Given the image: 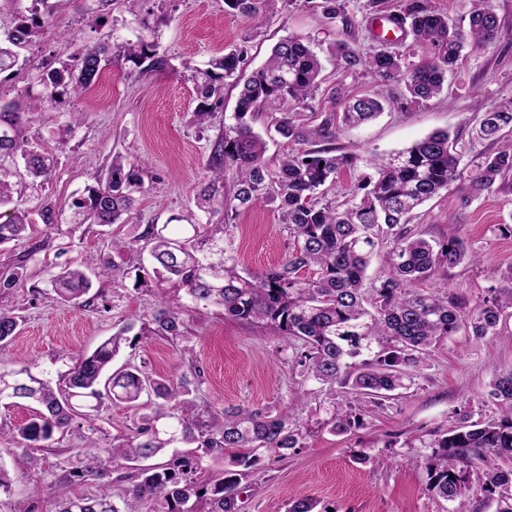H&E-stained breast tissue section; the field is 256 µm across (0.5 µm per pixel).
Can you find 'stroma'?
<instances>
[{"label": "stroma", "mask_w": 512, "mask_h": 512, "mask_svg": "<svg viewBox=\"0 0 512 512\" xmlns=\"http://www.w3.org/2000/svg\"><path fill=\"white\" fill-rule=\"evenodd\" d=\"M400 0H345L351 26L327 18L322 0H277L265 24L232 10L224 0H146L134 16L126 0H45L38 6L44 23L22 51L27 63L0 75V98L19 97L25 89L41 92L40 78L51 67L70 62L84 47L145 40L157 43L170 62L164 72L137 74L122 60L107 66L95 96L80 95L65 107L38 110L25 134L29 146L56 154L58 166L43 188L29 193L24 206L37 212L44 197L60 206L57 229L35 224L27 238L0 251V264L22 255L34 241L43 251L28 256V279L9 293H0V307L20 313L24 322L13 340L0 345V368L37 363L48 378L66 371L78 355L92 351L123 323L148 326L160 294L183 310L185 335L179 339L149 333L137 336L134 347H122L114 367L132 363L153 375L173 379L190 368L201 371L196 392L198 409L212 418L228 406L264 409L276 414L291 400L299 405L293 421L301 432L298 447L262 449L248 477L242 479L238 512H288L292 502L316 501L320 512H496V502H447L430 490L427 461L431 449L418 438L446 432L462 418L486 422L499 407L489 391L496 375L512 370V308L495 334L477 338L466 331L433 346L414 375L412 385L378 406H363L361 424L348 433L332 428L335 413L355 402L350 389L329 391L305 379L283 339L256 323L238 321L211 306L195 304L180 288L160 291L155 285L124 287L94 280L92 302L86 307L59 303L47 289L57 258L74 263L86 256L110 254L112 237L130 238L140 226L186 218L195 195L210 175L217 139L234 124L239 89L224 88V107L198 123L194 111L196 76L211 57L240 47L246 51L245 71H253L271 47L286 36H300L321 58H329L336 42L369 51L375 44L372 22L396 11ZM500 22L497 41L486 47L465 45L448 74L442 94L405 107L386 109L375 120L342 127L330 146L340 154L357 155L354 169L342 171L326 193L344 203L358 180L369 174L365 160L409 147L436 131H449L470 170L498 149L483 139L480 122L485 107L512 98V0H492ZM347 93L376 91L364 72L339 73L327 67L324 81L309 106L314 112H336L337 87ZM83 115L82 124L66 144L57 131L69 113ZM274 113H260L252 122L265 139L264 158L277 166L283 155L316 149L313 141L293 142L275 130ZM141 162L146 192L133 223L105 232L86 224L72 229L69 203L87 184L104 174L113 153ZM210 223L224 224V242L236 257L241 274L258 276L278 265L292 243L276 205L262 204L223 215ZM413 233L440 241L454 233L464 239L477 259L441 266L421 290H453L468 306L512 291V175L481 195L464 199L457 186L427 201L413 215ZM74 442L67 435L49 446L25 451L0 440V461L11 480L0 492V512H52L56 499L95 495L96 479L66 484L61 465Z\"/></svg>", "instance_id": "1"}]
</instances>
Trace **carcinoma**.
Listing matches in <instances>:
<instances>
[{
    "instance_id": "1",
    "label": "carcinoma",
    "mask_w": 512,
    "mask_h": 512,
    "mask_svg": "<svg viewBox=\"0 0 512 512\" xmlns=\"http://www.w3.org/2000/svg\"><path fill=\"white\" fill-rule=\"evenodd\" d=\"M272 0H224L243 15L263 21ZM469 33L448 24V18L428 8L425 0H403L391 21L417 43L431 46V55L409 67L402 55L383 46L361 53L346 42L336 43L334 62L338 72L364 71L381 86L398 85L395 97L383 94H340L343 110L312 113L314 125L299 122L290 111L314 97L320 88L324 66L317 54L298 37H285L271 49L265 63L247 77L241 73L244 53L230 50L208 61L196 82L200 121L224 107V82L241 86L234 110L235 126L225 135L212 156V175L195 198L196 208L210 213L220 205L227 211L276 202L282 223L294 238L293 247L278 266L260 276L242 275L236 259L224 251V227L190 223L182 233L168 225L150 224L132 239H113L115 249L149 253L158 285L184 288L193 301L218 307L224 314L246 322H261L278 336L300 344L297 362L316 382L339 384L374 405L391 398L413 382L411 369L418 367L432 344L464 329L476 337L495 333L505 310L512 308L511 295H494L472 309L457 294L425 293L411 285L430 278L441 265L455 266L475 255L457 235L432 243L414 236L405 224L409 215L427 200L459 181L467 194L490 190L497 179L512 173V142L488 155L469 172L450 145V134L436 131L411 146L388 156L365 159L374 173L361 180L341 205L322 202L321 187L334 185L341 171L356 166L358 157L336 155L332 148L309 150L284 157L271 169L264 159L265 142L253 131L249 119L257 112H277V131L294 141L335 139L342 126L376 118L385 107L418 104L438 94L448 72L458 62L466 40L488 45L499 34V19L490 0H473ZM330 19L347 26L350 20L342 0H322ZM41 27L39 16L19 19L0 37V74L19 66L21 50L33 42ZM133 64L140 73L169 68V59L153 42L122 43L110 51L105 45L87 47L69 63L50 68L43 79L48 93L28 101L0 102V175L21 166L24 174L11 183L0 178V207L13 204L9 218L0 223V245L24 237L33 226L29 211L21 206L28 184L44 182L55 171V154L31 149L24 141L32 111L44 106H63L70 95L95 85L101 71L114 57ZM512 129V99L483 113L484 138L498 140ZM234 175L233 192L222 194L224 172ZM144 194L141 165L121 154L112 156L96 184L73 199L70 209L75 225L112 227L132 218L138 197ZM37 216L46 229L58 222V207L45 199ZM392 235L386 256L390 272L374 287L372 308L364 299V277L370 258L382 237ZM49 285L57 300L67 306H87L94 278H110L123 287L125 271L111 256H91L78 265L53 264ZM311 270L303 280L299 272ZM27 280L26 258L0 268V291H9ZM22 317L0 308V344L19 332ZM150 323L151 333L169 338L184 335L182 311L161 300ZM134 323L127 322L90 353L79 355L56 381L22 365L0 370V401L24 399L33 404L30 418L10 434L24 448H40L57 433L70 431L72 422L89 419L107 401L123 402L140 412L131 436L99 446L97 428L77 429L80 445L63 461L67 483L104 478L113 470H130L129 496L118 501L106 490L93 497H62L54 512H137L144 499L162 501L164 512H197L200 501L209 512H237L235 489L242 470L256 462L260 448L288 450L298 444L299 432L291 424V412L271 414L263 409H224L221 417L202 419L190 383L155 378L129 364L112 370V360ZM379 351H373V345ZM490 396L504 407L497 420L486 424H462L421 441L436 449L430 468L432 491L454 502L470 490L469 469L481 467L479 491L488 499L498 495L496 512H512V468L498 461L512 458V372L497 376ZM360 414L351 407L335 417L333 429L346 433L360 425ZM177 443L197 444L200 455H173L161 463L143 465ZM236 448L237 469H226L208 485L196 480L202 457L221 460Z\"/></svg>"
}]
</instances>
